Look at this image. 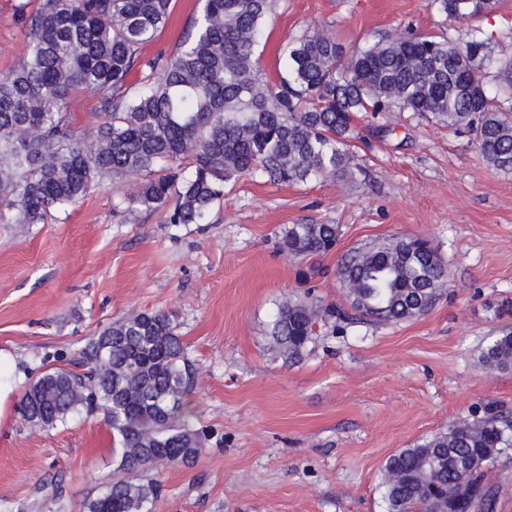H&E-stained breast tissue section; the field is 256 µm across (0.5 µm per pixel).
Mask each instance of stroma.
I'll use <instances>...</instances> for the list:
<instances>
[{
    "mask_svg": "<svg viewBox=\"0 0 512 512\" xmlns=\"http://www.w3.org/2000/svg\"><path fill=\"white\" fill-rule=\"evenodd\" d=\"M19 0H0V73L21 61ZM203 0H172L142 60L174 53ZM512 58V0L479 23ZM428 0H279L256 48L263 79L287 71L283 45L327 32L344 50L384 35L438 34ZM352 176L228 185L202 224L163 211L118 210L129 184L93 187L41 224H0V512H82L112 480L103 416L51 430L19 423L21 385L42 363L136 310L175 314L201 372L190 397L224 439L186 465L148 471L156 512H385L378 484L390 455L487 408L512 410V370L479 354L512 328V173L490 165L467 129L400 107L361 112ZM334 224L322 274L281 249L292 224ZM390 235L431 239L448 285L431 310L397 324L322 323L286 362L266 336L277 306L308 294L347 306L336 275L348 248Z\"/></svg>",
    "mask_w": 512,
    "mask_h": 512,
    "instance_id": "stroma-1",
    "label": "stroma"
}]
</instances>
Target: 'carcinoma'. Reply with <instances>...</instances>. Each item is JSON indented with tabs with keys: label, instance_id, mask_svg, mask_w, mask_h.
Wrapping results in <instances>:
<instances>
[{
	"label": "carcinoma",
	"instance_id": "obj_1",
	"mask_svg": "<svg viewBox=\"0 0 512 512\" xmlns=\"http://www.w3.org/2000/svg\"><path fill=\"white\" fill-rule=\"evenodd\" d=\"M277 0H204L176 51L142 64L141 48L166 26L171 0H41L23 24L22 61L0 75V224H42L103 181L140 178L126 211L165 210L169 224H202L224 187L258 175L300 184L352 173L347 149L355 112L400 105L437 124L464 126L490 164L512 171V113L486 87L491 36L447 34L378 39L344 55L326 33L284 49L288 76L257 75L255 49ZM445 20L481 16L473 0H430ZM106 93L90 137L73 126L71 93ZM335 224H292L288 255L314 259L336 246ZM445 263L421 236H390L347 250L337 275L350 310L301 297L277 306L268 336L286 361L300 359L327 319L398 323L430 310L444 292ZM489 371L512 368V329L482 349ZM200 372L164 310L128 314L61 365L44 363L23 385L24 422L54 429L79 414L103 415L121 476L83 512H154L160 485L126 478L190 464L211 434L189 396ZM512 456V412L448 427L392 454L379 487L386 512H494L488 479Z\"/></svg>",
	"mask_w": 512,
	"mask_h": 512
}]
</instances>
